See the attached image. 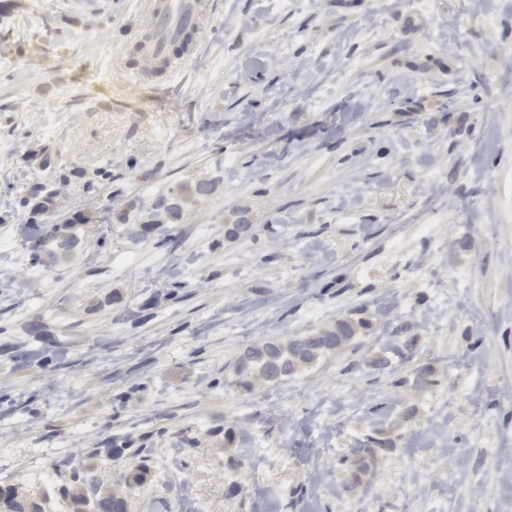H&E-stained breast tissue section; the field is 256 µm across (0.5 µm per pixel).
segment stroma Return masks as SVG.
<instances>
[{
	"label": "stroma",
	"mask_w": 512,
	"mask_h": 512,
	"mask_svg": "<svg viewBox=\"0 0 512 512\" xmlns=\"http://www.w3.org/2000/svg\"><path fill=\"white\" fill-rule=\"evenodd\" d=\"M138 2L0 0V487L70 512L72 473L142 465L128 512H512V0H212L140 83ZM64 175L91 221L32 251L21 186ZM200 180L181 223L128 233ZM356 317L309 372L237 385L246 348ZM401 324L413 359L372 371ZM193 32H185L168 40L166 58L160 63V70L168 66L171 61L181 59L187 53L192 43ZM216 184L212 181L200 180L189 186L180 187L179 192H171L166 196L157 198L153 203L154 216L164 217L166 224H178L183 214V200L180 191L192 193L197 198H204L212 194ZM392 448V442L386 438L372 436L368 438L366 448H355L354 471L351 474V482L348 487H352L359 482L361 473L367 467V458H373L375 454L384 453L386 450Z\"/></svg>",
	"instance_id": "35a3bbf8"
}]
</instances>
